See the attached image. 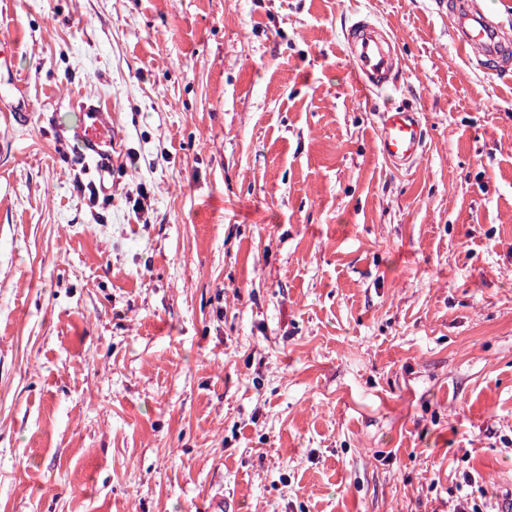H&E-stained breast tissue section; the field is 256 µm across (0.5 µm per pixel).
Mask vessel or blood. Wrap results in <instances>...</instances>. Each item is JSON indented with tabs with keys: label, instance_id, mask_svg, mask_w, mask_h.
<instances>
[{
	"label": "vessel or blood",
	"instance_id": "b4317fda",
	"mask_svg": "<svg viewBox=\"0 0 512 512\" xmlns=\"http://www.w3.org/2000/svg\"><path fill=\"white\" fill-rule=\"evenodd\" d=\"M452 25L462 47L474 49L486 62H512V31L503 28L485 12L478 0H453ZM344 41L357 84L367 92H378L393 84L400 69L396 45L390 35L371 20L360 18L344 34ZM117 133L112 113L101 105L84 106L75 128L82 156L98 175L112 170V148ZM426 133L421 116L408 108L382 112L378 133L380 154L397 168H409L422 155Z\"/></svg>",
	"mask_w": 512,
	"mask_h": 512
}]
</instances>
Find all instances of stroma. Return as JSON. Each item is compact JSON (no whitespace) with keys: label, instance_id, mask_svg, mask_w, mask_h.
<instances>
[{"label":"stroma","instance_id":"stroma-1","mask_svg":"<svg viewBox=\"0 0 512 512\" xmlns=\"http://www.w3.org/2000/svg\"><path fill=\"white\" fill-rule=\"evenodd\" d=\"M363 15L401 61L371 95ZM5 46L0 512H453L467 473L497 506L512 68L444 0H0ZM90 100L103 184L61 133ZM396 106L409 169L378 151ZM344 41L361 89L378 92L393 85L400 62L396 44L386 31L371 20L360 18L345 31ZM74 132L83 149V161L88 159L104 181L112 170V146L115 148L118 135L112 126V112L95 103L85 104ZM380 117V154L396 168H409L425 148L426 133L419 112L396 107L381 112Z\"/></svg>","mask_w":512,"mask_h":512}]
</instances>
